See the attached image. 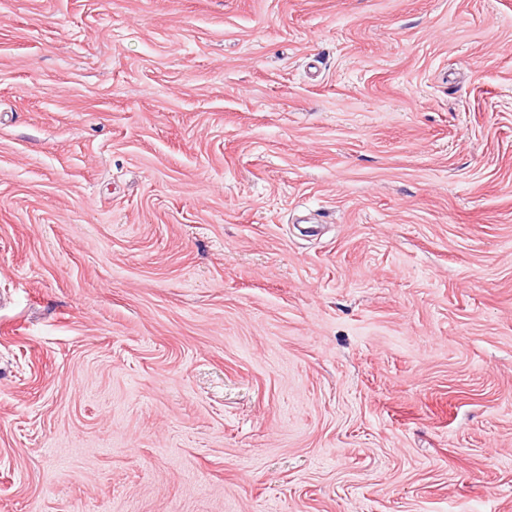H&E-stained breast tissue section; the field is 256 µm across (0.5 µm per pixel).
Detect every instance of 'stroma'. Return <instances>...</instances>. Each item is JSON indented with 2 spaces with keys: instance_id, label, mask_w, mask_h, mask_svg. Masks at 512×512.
<instances>
[{
  "instance_id": "35a3bbf8",
  "label": "stroma",
  "mask_w": 512,
  "mask_h": 512,
  "mask_svg": "<svg viewBox=\"0 0 512 512\" xmlns=\"http://www.w3.org/2000/svg\"><path fill=\"white\" fill-rule=\"evenodd\" d=\"M0 512H512V0H0Z\"/></svg>"
}]
</instances>
